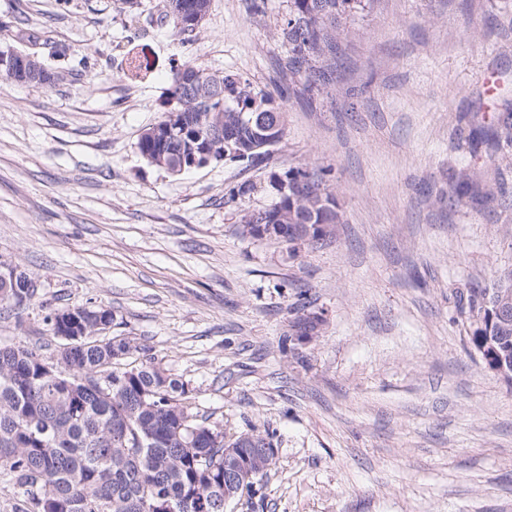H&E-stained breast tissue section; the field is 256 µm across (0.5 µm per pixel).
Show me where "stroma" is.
Returning <instances> with one entry per match:
<instances>
[{"label": "stroma", "instance_id": "1", "mask_svg": "<svg viewBox=\"0 0 512 512\" xmlns=\"http://www.w3.org/2000/svg\"><path fill=\"white\" fill-rule=\"evenodd\" d=\"M140 2L0 0V48L66 51L52 85L0 74V262L34 288L0 308V343L52 349L49 314L111 310L194 413L270 436L274 465L226 512H512V388L459 306L512 270V159L459 135L512 103V0H377L330 94L291 85L268 160L179 175L138 149L174 72L279 96L290 2L210 0L189 37ZM291 167L324 173L343 215L293 253L239 232ZM464 168L475 195L449 205ZM301 303L322 316L304 345Z\"/></svg>", "mask_w": 512, "mask_h": 512}]
</instances>
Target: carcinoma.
Masks as SVG:
<instances>
[{"instance_id": "1", "label": "carcinoma", "mask_w": 512, "mask_h": 512, "mask_svg": "<svg viewBox=\"0 0 512 512\" xmlns=\"http://www.w3.org/2000/svg\"><path fill=\"white\" fill-rule=\"evenodd\" d=\"M164 19L178 33L192 35L188 25L195 7L209 0H166ZM376 0H290L281 26L287 56L283 76L304 80L311 92L334 83L328 61L338 42L347 38V20L366 17ZM224 84V99L206 98L174 104L194 113L196 132L209 136V116H224V124H239L243 108L257 102L258 115L268 127H285L284 103L233 73L202 72ZM170 113L147 128L138 143L153 166L173 175L191 169L194 140L164 138ZM474 147L484 145L496 154L512 146V109L500 118L498 130L474 128L468 136ZM254 142L250 129H240L228 144L214 140L215 154L229 162L257 166L267 158L257 151L242 159ZM288 177V223L339 224L341 214L333 191L319 173L292 167ZM469 174L459 173L448 194L461 203L472 195ZM501 288L512 289V270L492 285L469 289L468 312L488 313L485 305ZM32 297L19 284L0 280V306ZM471 342L483 357L497 350L512 363V325L477 326ZM61 371L48 376L46 358L22 341L0 344V485L15 496L13 512H224V484L243 469L254 471L238 483L230 500L252 496L275 454L266 455L253 441L272 447L270 437L243 433L225 441L218 422L199 419L186 405L187 385L166 376L152 358L135 356L138 347L127 336L115 335L105 344L79 338L69 342ZM121 363L122 368L115 367ZM236 456L224 461V448Z\"/></svg>"}]
</instances>
